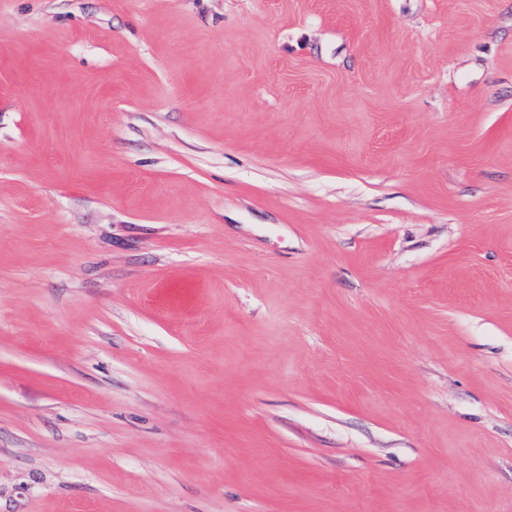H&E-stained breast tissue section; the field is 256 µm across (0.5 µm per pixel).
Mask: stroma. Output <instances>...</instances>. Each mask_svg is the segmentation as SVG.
Masks as SVG:
<instances>
[{
  "mask_svg": "<svg viewBox=\"0 0 512 512\" xmlns=\"http://www.w3.org/2000/svg\"><path fill=\"white\" fill-rule=\"evenodd\" d=\"M0 512H512V0H0Z\"/></svg>",
  "mask_w": 512,
  "mask_h": 512,
  "instance_id": "obj_1",
  "label": "stroma"
}]
</instances>
